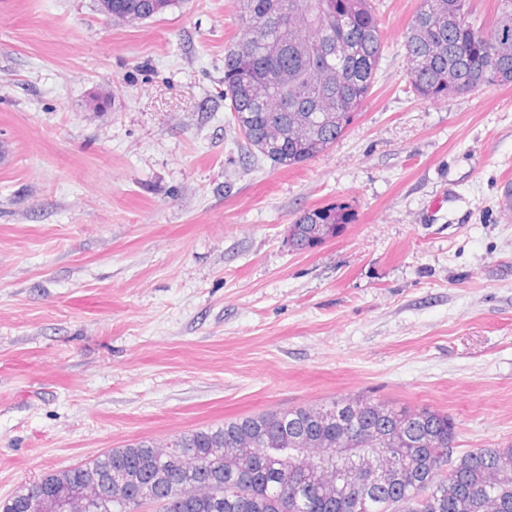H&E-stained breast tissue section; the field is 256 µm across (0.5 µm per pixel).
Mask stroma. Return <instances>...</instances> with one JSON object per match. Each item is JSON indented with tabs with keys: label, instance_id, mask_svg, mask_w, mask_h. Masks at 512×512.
I'll list each match as a JSON object with an SVG mask.
<instances>
[{
	"label": "stroma",
	"instance_id": "obj_1",
	"mask_svg": "<svg viewBox=\"0 0 512 512\" xmlns=\"http://www.w3.org/2000/svg\"><path fill=\"white\" fill-rule=\"evenodd\" d=\"M420 0L348 131L296 167L224 102L236 0L115 23L0 0V501L111 448L364 394L512 444V85L409 88ZM352 224L297 251L300 212Z\"/></svg>",
	"mask_w": 512,
	"mask_h": 512
}]
</instances>
